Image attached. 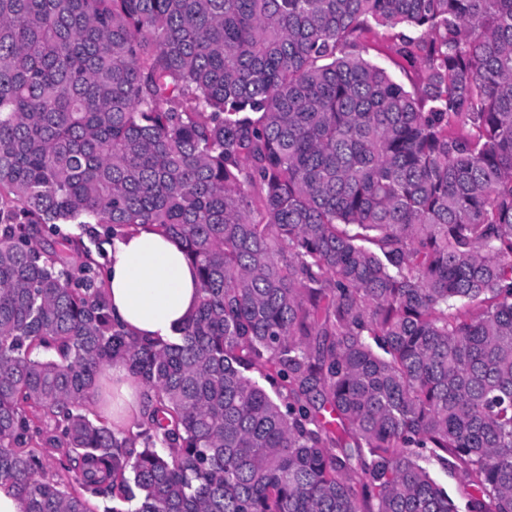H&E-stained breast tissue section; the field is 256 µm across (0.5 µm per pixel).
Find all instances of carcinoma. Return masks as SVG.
Masks as SVG:
<instances>
[{
  "label": "carcinoma",
  "instance_id": "cac0c4a2",
  "mask_svg": "<svg viewBox=\"0 0 512 512\" xmlns=\"http://www.w3.org/2000/svg\"><path fill=\"white\" fill-rule=\"evenodd\" d=\"M377 29L419 85L364 58ZM62 224L174 237L195 312L131 336ZM115 361L137 432L96 398ZM432 461L466 512H512V0H0L25 512H458ZM107 375L112 379V421L126 426L142 413L143 387L121 361L112 363Z\"/></svg>",
  "mask_w": 512,
  "mask_h": 512
}]
</instances>
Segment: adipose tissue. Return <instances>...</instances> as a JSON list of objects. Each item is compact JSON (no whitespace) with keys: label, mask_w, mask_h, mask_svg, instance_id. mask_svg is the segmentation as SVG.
<instances>
[{"label":"adipose tissue","mask_w":512,"mask_h":512,"mask_svg":"<svg viewBox=\"0 0 512 512\" xmlns=\"http://www.w3.org/2000/svg\"><path fill=\"white\" fill-rule=\"evenodd\" d=\"M112 315L136 336H170L196 308L195 268L179 242L151 225L138 226L117 242L105 279ZM112 420L125 426L142 413L143 387L125 363H112Z\"/></svg>","instance_id":"ef3b65f1"}]
</instances>
